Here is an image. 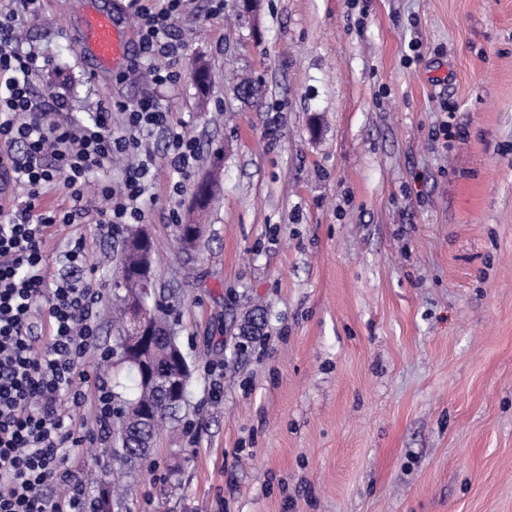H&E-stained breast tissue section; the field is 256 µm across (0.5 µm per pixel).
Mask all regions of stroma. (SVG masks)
<instances>
[{"mask_svg": "<svg viewBox=\"0 0 512 512\" xmlns=\"http://www.w3.org/2000/svg\"><path fill=\"white\" fill-rule=\"evenodd\" d=\"M223 2L188 0L181 78L152 90L198 148L184 176L165 133L143 142L157 294L181 293L192 378L150 456L122 468L133 493L114 512H512V0ZM106 7L136 30L127 0H40L23 28L20 50L51 62L35 93L67 104L52 121L149 91L81 53L84 15ZM187 220L204 227L190 253ZM74 235L102 294L95 366L132 394L134 372L103 358L122 237L55 227L50 270ZM68 454L94 494L111 487L102 444Z\"/></svg>", "mask_w": 512, "mask_h": 512, "instance_id": "stroma-1", "label": "stroma"}]
</instances>
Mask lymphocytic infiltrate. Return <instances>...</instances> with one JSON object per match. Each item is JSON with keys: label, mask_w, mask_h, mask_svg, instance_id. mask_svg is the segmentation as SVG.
I'll return each mask as SVG.
<instances>
[{"label": "lymphocytic infiltrate", "mask_w": 512, "mask_h": 512, "mask_svg": "<svg viewBox=\"0 0 512 512\" xmlns=\"http://www.w3.org/2000/svg\"><path fill=\"white\" fill-rule=\"evenodd\" d=\"M186 2L162 0L150 7L129 0L143 58L169 61L166 68L149 70L153 85H172L180 76L172 26ZM34 3L19 0L0 20V173L25 191L23 200L0 206V512H96L85 481L68 467L66 451L95 441L112 423L111 386L88 362L96 349L102 295L86 272L83 236L71 237L60 269L50 272L44 259L48 231L87 217L111 233L141 223L154 166L141 133L165 132L170 165L183 174L197 151L150 94L132 108L100 103L90 125L47 120L45 103L29 80L39 69V56L17 49L18 25ZM116 111L123 116L117 130ZM120 154L135 157L122 176V190L101 185L106 205L90 210L84 203L90 174ZM59 177L73 200L61 213L42 206L48 186ZM89 400L92 432L71 422L69 413Z\"/></svg>", "instance_id": "f902f5d3"}]
</instances>
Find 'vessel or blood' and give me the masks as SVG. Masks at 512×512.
<instances>
[{
  "label": "vessel or blood",
  "mask_w": 512,
  "mask_h": 512,
  "mask_svg": "<svg viewBox=\"0 0 512 512\" xmlns=\"http://www.w3.org/2000/svg\"><path fill=\"white\" fill-rule=\"evenodd\" d=\"M81 49L101 66H121L126 59L127 41L111 13L94 10L81 24Z\"/></svg>",
  "instance_id": "obj_1"
}]
</instances>
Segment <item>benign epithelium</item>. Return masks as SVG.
<instances>
[{"mask_svg":"<svg viewBox=\"0 0 512 512\" xmlns=\"http://www.w3.org/2000/svg\"><path fill=\"white\" fill-rule=\"evenodd\" d=\"M126 278L138 282L139 291L123 295L130 317V337L121 345L114 346V355L124 363L138 361L143 368L146 385L160 387L162 406L178 410L185 403L191 369L180 347L169 343L160 350L154 344L155 337L166 335V330L152 323L155 295L153 241L145 229L129 238L124 245V259L116 280L122 282Z\"/></svg>","mask_w":512,"mask_h":512,"instance_id":"obj_1","label":"benign epithelium"}]
</instances>
